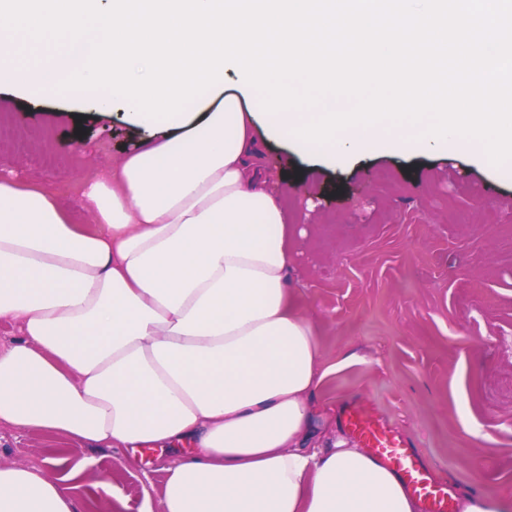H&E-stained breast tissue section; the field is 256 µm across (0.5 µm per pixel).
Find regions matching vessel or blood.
<instances>
[{"label":"vessel or blood","mask_w":512,"mask_h":512,"mask_svg":"<svg viewBox=\"0 0 512 512\" xmlns=\"http://www.w3.org/2000/svg\"><path fill=\"white\" fill-rule=\"evenodd\" d=\"M342 420L371 455L400 477L423 503L425 512H454V499L447 485L435 479L397 431L355 404L344 408Z\"/></svg>","instance_id":"vessel-or-blood-1"}]
</instances>
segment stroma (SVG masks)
<instances>
[{
    "mask_svg": "<svg viewBox=\"0 0 512 512\" xmlns=\"http://www.w3.org/2000/svg\"><path fill=\"white\" fill-rule=\"evenodd\" d=\"M0 169L57 194L78 223L82 179L134 149L130 124L77 97L0 91ZM458 155L389 154L331 166L270 144L291 242L290 291L337 364L314 406L325 441L344 406L370 405L452 493L512 488V173ZM182 449L90 450L61 434L0 424V463L92 462L75 482L82 512L159 502Z\"/></svg>",
    "mask_w": 512,
    "mask_h": 512,
    "instance_id": "obj_1",
    "label": "stroma"
}]
</instances>
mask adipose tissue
Listing matches in <instances>:
<instances>
[{
    "mask_svg": "<svg viewBox=\"0 0 512 512\" xmlns=\"http://www.w3.org/2000/svg\"><path fill=\"white\" fill-rule=\"evenodd\" d=\"M0 30V87L49 91L77 67ZM167 123L132 116L144 140L85 185L96 224H75L48 190L0 178V423L90 449L189 443L166 467L159 507L140 512H418L379 460L345 440L315 445L312 398L329 368L316 324L288 293L287 215L268 143L322 115L260 114L258 91L211 88ZM411 125L351 127L333 161L420 152ZM0 464V512H79L57 472Z\"/></svg>",
    "mask_w": 512,
    "mask_h": 512,
    "instance_id": "adipose-tissue-1",
    "label": "adipose tissue"
}]
</instances>
